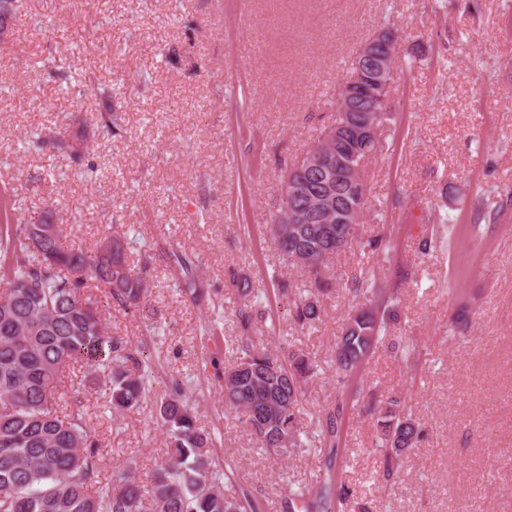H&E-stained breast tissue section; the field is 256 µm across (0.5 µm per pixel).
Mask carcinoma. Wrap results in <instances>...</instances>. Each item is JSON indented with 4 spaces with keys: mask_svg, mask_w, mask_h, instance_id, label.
<instances>
[{
    "mask_svg": "<svg viewBox=\"0 0 512 512\" xmlns=\"http://www.w3.org/2000/svg\"><path fill=\"white\" fill-rule=\"evenodd\" d=\"M340 139L322 147L343 155L347 145L366 144L360 157L377 152L371 138L359 130L366 123L363 108L336 109ZM52 147L76 164L83 162L79 139L54 138ZM288 177L304 181L310 190L332 192V205L313 224H271V233L286 262L324 258V272L308 273L305 296L295 302L294 323L310 328L322 317L317 295L332 284L328 262L329 238L337 235L348 246L361 237L358 224L336 223V210L366 205L363 177L326 187V175L317 168L304 174L289 169ZM131 241L121 234L92 251L65 244L62 229L48 220L39 224L15 222L10 188L0 187V512H259L257 501L224 493L227 473L210 456L213 438L197 427L194 404L184 382H171V392L159 405L164 427L165 465L143 486L128 470L99 478L98 443L81 409L59 414L55 408L59 387L66 383L70 365L83 368L90 385L109 391L114 411L138 408L146 398L139 351L108 335L106 323L89 284L104 289L107 297L126 308L148 296L144 277L150 260L132 268L126 259ZM179 292L199 304L208 295L195 277V262L186 254L175 256ZM238 317L242 335L238 361L224 370V404L244 422L261 447L275 453L303 447L300 421L294 407L316 366L302 353L288 361L273 356L250 334L253 315L249 284L240 283ZM355 296L361 308L348 314L333 349L336 374L348 375L364 364L399 319L398 302H374L381 290L371 274L356 278ZM401 401L369 397L365 411L376 417L384 470L393 475L397 459L423 436L421 424L399 412ZM345 408L328 411L319 430V442L328 458L343 455L341 448ZM352 496L335 478L332 467L313 485L290 488L282 512H340Z\"/></svg>",
    "mask_w": 512,
    "mask_h": 512,
    "instance_id": "obj_1",
    "label": "carcinoma"
}]
</instances>
